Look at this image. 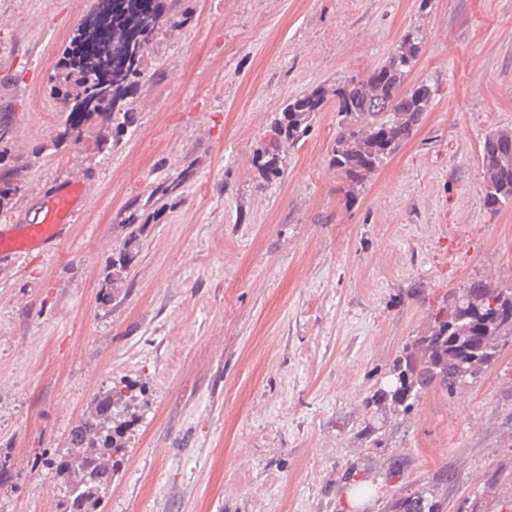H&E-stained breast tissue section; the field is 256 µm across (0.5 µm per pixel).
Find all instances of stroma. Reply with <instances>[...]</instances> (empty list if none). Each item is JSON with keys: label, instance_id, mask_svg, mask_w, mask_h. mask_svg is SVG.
<instances>
[{"label": "stroma", "instance_id": "1", "mask_svg": "<svg viewBox=\"0 0 512 512\" xmlns=\"http://www.w3.org/2000/svg\"><path fill=\"white\" fill-rule=\"evenodd\" d=\"M96 5L0 0V112L29 160L0 228L39 223L61 178L89 188L69 239L0 259V512H64L54 463L120 381L144 393L103 512H394L417 492L512 512V342L466 388L368 403L450 289L512 284V203L483 207L480 157L512 131V0H181L119 146L57 149L50 78ZM412 29L407 82L432 103L354 200L332 97L262 180L254 151L288 103L365 79ZM187 167L182 205L131 237L127 202Z\"/></svg>", "mask_w": 512, "mask_h": 512}]
</instances>
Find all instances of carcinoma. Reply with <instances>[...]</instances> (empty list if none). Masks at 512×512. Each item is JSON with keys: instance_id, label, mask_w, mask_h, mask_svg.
<instances>
[{"instance_id": "carcinoma-1", "label": "carcinoma", "mask_w": 512, "mask_h": 512, "mask_svg": "<svg viewBox=\"0 0 512 512\" xmlns=\"http://www.w3.org/2000/svg\"><path fill=\"white\" fill-rule=\"evenodd\" d=\"M177 2L98 0L95 15L79 24L56 64L52 94L66 118L51 137L54 147L87 140L106 153L117 146L131 124L126 98L144 78L140 51L155 37L163 14L177 17ZM421 49L422 37L410 31L367 78L332 92L316 88L288 103L283 118L271 127L268 142L256 151L253 164L268 180L281 177L286 148L305 141L315 113L330 93L338 100L339 127L331 164L348 183L347 201H352L357 186L400 149L429 109L433 97L429 85L405 87ZM481 162L483 206L496 211L512 203V132L486 136ZM27 166V158L17 155L11 164L0 167V210L20 194L17 172ZM190 176L186 168L157 182L146 197L131 200L125 222L132 225L141 213L158 215L176 208ZM509 338L512 285L481 279L450 291L424 333L402 347L372 402L405 413L431 389L451 393L473 384L495 362L501 343ZM138 398L135 386L116 385L95 398L90 413L72 429L71 444L79 454L57 462L69 481L67 512H97L116 463L125 455V433L136 421L133 408ZM396 507L400 512H439L436 503L421 492L401 499Z\"/></svg>"}]
</instances>
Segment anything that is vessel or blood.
Returning a JSON list of instances; mask_svg holds the SVG:
<instances>
[{
	"label": "vessel or blood",
	"mask_w": 512,
	"mask_h": 512,
	"mask_svg": "<svg viewBox=\"0 0 512 512\" xmlns=\"http://www.w3.org/2000/svg\"><path fill=\"white\" fill-rule=\"evenodd\" d=\"M86 195V186L75 179L61 180L43 202V218L37 224H22L0 232V254L18 257L65 238Z\"/></svg>",
	"instance_id": "vessel-or-blood-1"
}]
</instances>
